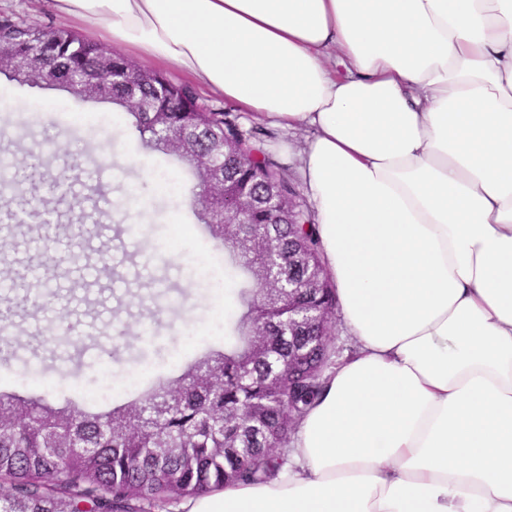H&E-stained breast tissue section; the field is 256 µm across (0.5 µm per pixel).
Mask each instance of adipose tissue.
Returning a JSON list of instances; mask_svg holds the SVG:
<instances>
[{"mask_svg":"<svg viewBox=\"0 0 512 512\" xmlns=\"http://www.w3.org/2000/svg\"><path fill=\"white\" fill-rule=\"evenodd\" d=\"M300 153L358 352L182 512H512V0H53ZM343 75H336V68Z\"/></svg>","mask_w":512,"mask_h":512,"instance_id":"adipose-tissue-1","label":"adipose tissue"}]
</instances>
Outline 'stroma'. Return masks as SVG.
Instances as JSON below:
<instances>
[{
  "instance_id": "obj_1",
  "label": "stroma",
  "mask_w": 512,
  "mask_h": 512,
  "mask_svg": "<svg viewBox=\"0 0 512 512\" xmlns=\"http://www.w3.org/2000/svg\"><path fill=\"white\" fill-rule=\"evenodd\" d=\"M6 13L43 27L63 25L49 0H0ZM230 112L251 142L292 178L306 131L255 120L236 103L203 95ZM30 155L44 173L36 198L54 201L48 226L0 209V268L36 285L47 256L60 260L47 306L21 304L0 291V317L13 324V352L0 365V389L28 380L33 393L81 400L102 389L104 403L126 400L129 379L173 375L176 363L224 337L217 318L225 248L211 237L196 202L198 180L174 154L145 149L130 117L109 103L59 89L32 87L0 72V158ZM140 206L130 204V197ZM89 218L79 259L67 241L78 208ZM108 248L114 276L96 279L98 251ZM81 335L56 342L60 316Z\"/></svg>"
}]
</instances>
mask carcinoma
Segmentation results:
<instances>
[{"label":"carcinoma","instance_id":"cac0c4a2","mask_svg":"<svg viewBox=\"0 0 512 512\" xmlns=\"http://www.w3.org/2000/svg\"><path fill=\"white\" fill-rule=\"evenodd\" d=\"M51 49L56 68L50 83L37 72L13 79L32 86L61 85L84 100L110 99L127 109L145 147L166 151L161 127L175 130L188 146L183 156L196 166L199 154L235 144L240 129L224 111H200L188 83L112 57L106 47L64 27L28 25L0 15V52L20 61ZM144 101L149 112L133 103ZM246 165L224 161V178L256 186L252 226L211 227L228 250L225 263L254 284L238 283L229 295L234 314L224 324V347H209L176 378H160L134 400L112 407L56 402L46 394L0 392V512H153L179 497L278 476L286 447L300 420L321 394L325 365L334 352L327 336L288 325V298L280 284L299 287L296 296L313 310L336 307L317 225L267 223L269 188L298 191L297 183L261 149ZM271 240L288 254L284 271L271 276L255 254L256 241ZM318 271L317 287L311 273Z\"/></svg>","mask_w":512,"mask_h":512}]
</instances>
